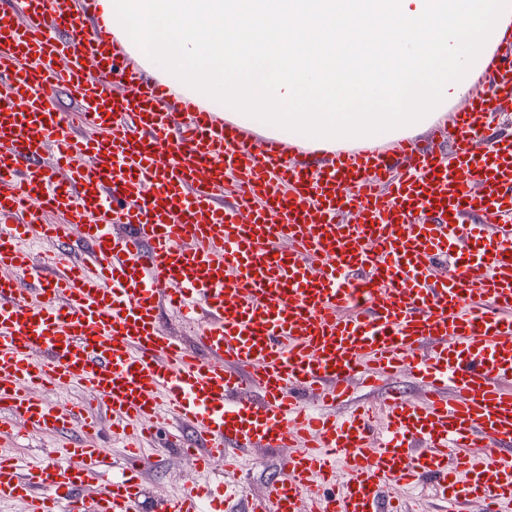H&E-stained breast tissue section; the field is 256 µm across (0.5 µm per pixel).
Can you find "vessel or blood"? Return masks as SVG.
Listing matches in <instances>:
<instances>
[{"label": "vessel or blood", "mask_w": 512, "mask_h": 512, "mask_svg": "<svg viewBox=\"0 0 512 512\" xmlns=\"http://www.w3.org/2000/svg\"><path fill=\"white\" fill-rule=\"evenodd\" d=\"M0 8V432L77 441L0 448V505L27 512H223L207 480L282 449L247 512H512V79L449 109L430 138L299 162L146 80L70 0ZM69 91L76 119L57 110ZM55 162H42L47 149ZM62 216L59 224L46 214ZM60 250L37 264L29 244ZM188 317L182 337L159 314ZM407 376L418 399L354 405ZM79 389L56 406L42 389ZM348 405L343 416L325 407ZM201 479L148 498L138 440ZM124 443L114 455L106 440ZM393 493L405 498L408 507L413 509V512H429L424 511V509H431L433 507L431 489L429 486L415 489L397 488Z\"/></svg>", "instance_id": "b4317fda"}]
</instances>
